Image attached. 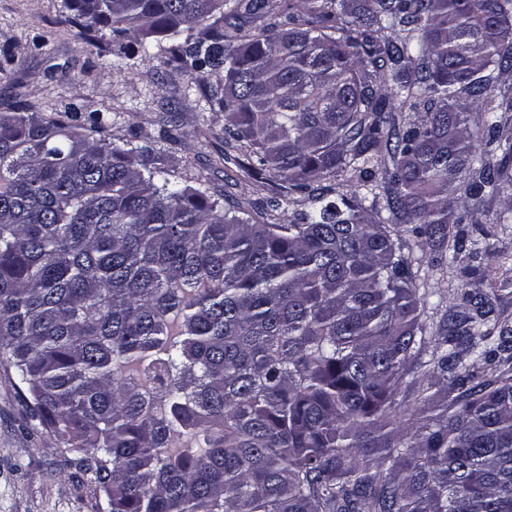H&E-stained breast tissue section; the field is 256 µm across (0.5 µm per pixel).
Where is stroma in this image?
Listing matches in <instances>:
<instances>
[{"mask_svg": "<svg viewBox=\"0 0 512 512\" xmlns=\"http://www.w3.org/2000/svg\"><path fill=\"white\" fill-rule=\"evenodd\" d=\"M67 17L63 0H0V103L20 100L61 121L73 105L103 113L108 141L151 145L157 162L187 184L228 196L235 208L256 211L272 184L248 177L237 160L225 159L223 113L209 110L201 85L191 84L167 53L141 60L142 40L162 47L167 37L128 32L123 39L128 56L121 60L112 54L108 29ZM88 37L97 44L90 53L83 49ZM507 200L503 194L476 201L465 188L455 189V212L488 231L456 253L421 247L410 225L392 221L384 189L365 199L371 216L400 244L416 288L429 296L421 315L427 343L408 366L407 387L396 394L402 407L420 406L438 381L434 337L449 306L462 304L466 294L495 288L502 316L512 325V268L501 264L512 257V223L495 221ZM15 383L14 374L0 370V512H104V498L78 482L53 436L28 432ZM443 406L439 398L425 405V418L440 416Z\"/></svg>", "mask_w": 512, "mask_h": 512, "instance_id": "35a3bbf8", "label": "stroma"}]
</instances>
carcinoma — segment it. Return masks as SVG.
<instances>
[{
	"instance_id": "1",
	"label": "carcinoma",
	"mask_w": 512,
	"mask_h": 512,
	"mask_svg": "<svg viewBox=\"0 0 512 512\" xmlns=\"http://www.w3.org/2000/svg\"><path fill=\"white\" fill-rule=\"evenodd\" d=\"M111 31L174 43L169 61L224 113V146L272 195L241 217L71 121L0 110V368L110 512H512V374L477 380L459 347L509 362L492 297L448 309L446 417L411 435L395 406L428 297L342 174L460 251L448 188L512 185V0H64ZM200 27L193 35L190 30ZM406 32L402 39L391 33ZM421 30V36L414 35ZM423 113L397 127L394 108ZM141 158L143 170L134 167ZM308 194L272 224L286 194ZM309 207L310 202L307 194L294 193L288 197L286 202H283L281 208L274 213L275 216L270 221L276 224H289L295 220L297 213L308 210Z\"/></svg>"
}]
</instances>
